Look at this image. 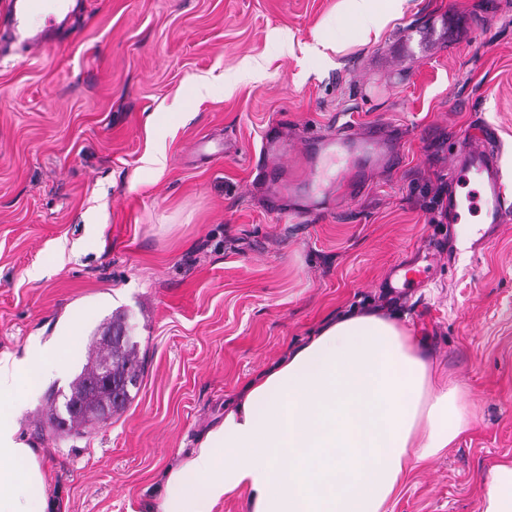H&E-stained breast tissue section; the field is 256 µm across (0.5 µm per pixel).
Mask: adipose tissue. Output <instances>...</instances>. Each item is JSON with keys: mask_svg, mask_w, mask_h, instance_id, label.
Returning a JSON list of instances; mask_svg holds the SVG:
<instances>
[{"mask_svg": "<svg viewBox=\"0 0 512 512\" xmlns=\"http://www.w3.org/2000/svg\"><path fill=\"white\" fill-rule=\"evenodd\" d=\"M405 0H348L358 41L401 16ZM79 322L23 357H0V512H49L45 475L18 436L9 400L63 374ZM468 423L464 395L439 378L426 339L399 316L352 311L251 380L197 448L164 477L150 512H391L406 475L442 455ZM480 512H512V460L490 469Z\"/></svg>", "mask_w": 512, "mask_h": 512, "instance_id": "ef3b65f1", "label": "adipose tissue"}]
</instances>
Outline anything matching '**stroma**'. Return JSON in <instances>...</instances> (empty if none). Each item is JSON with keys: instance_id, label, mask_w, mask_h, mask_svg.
<instances>
[{"instance_id": "1", "label": "stroma", "mask_w": 512, "mask_h": 512, "mask_svg": "<svg viewBox=\"0 0 512 512\" xmlns=\"http://www.w3.org/2000/svg\"><path fill=\"white\" fill-rule=\"evenodd\" d=\"M327 39L343 50L320 53ZM353 39L346 0H80L53 46L0 61V356L88 312L63 377L16 401L54 512H149L246 382L327 316L376 307L427 339L471 418L392 512H480L512 457V222L465 214L484 238L463 251L444 206L464 131L493 127L512 176V0H408L376 41ZM340 122L409 128L400 164L318 215L270 209L263 137L288 174ZM402 266L425 282L397 287ZM118 308L144 363L136 397L55 432L52 400ZM279 147V144L270 142L268 138H265L262 141L259 158L255 165V170L259 180L269 185H274L276 179L274 174L269 170V161L267 159V155L271 151L277 150Z\"/></svg>"}]
</instances>
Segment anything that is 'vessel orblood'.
<instances>
[{
	"instance_id": "obj_1",
	"label": "vessel or blood",
	"mask_w": 512,
	"mask_h": 512,
	"mask_svg": "<svg viewBox=\"0 0 512 512\" xmlns=\"http://www.w3.org/2000/svg\"><path fill=\"white\" fill-rule=\"evenodd\" d=\"M12 29L10 38L23 47L47 45L46 34L65 24L74 12L72 0H56L54 12H47L46 0H8ZM488 133L478 138L464 137L454 160L448 192V221L461 223L464 211L478 210L486 224L512 221V208L505 204L506 183L497 149L489 147ZM400 141L384 125L373 126L365 134L353 135L339 130L333 135H318L307 140L308 173L290 182L287 191L272 193L273 202L291 198L303 208L304 215L319 211L318 177L324 176V165L335 161L337 173L333 182L337 191L363 194L368 188L369 167L389 165L397 161Z\"/></svg>"
}]
</instances>
